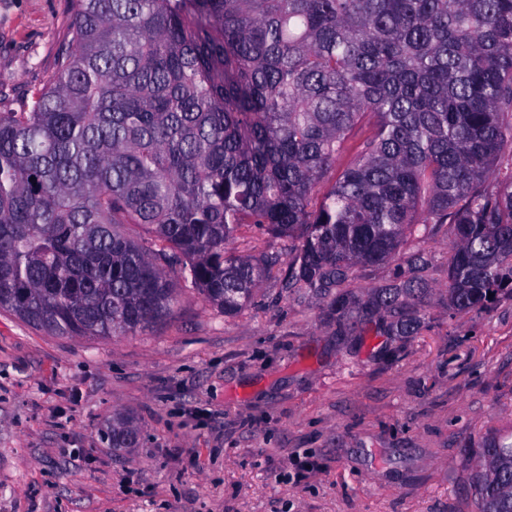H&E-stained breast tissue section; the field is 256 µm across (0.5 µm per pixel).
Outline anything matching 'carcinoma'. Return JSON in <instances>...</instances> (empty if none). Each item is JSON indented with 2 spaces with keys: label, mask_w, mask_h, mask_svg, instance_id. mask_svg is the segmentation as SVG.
Masks as SVG:
<instances>
[{
  "label": "carcinoma",
  "mask_w": 512,
  "mask_h": 512,
  "mask_svg": "<svg viewBox=\"0 0 512 512\" xmlns=\"http://www.w3.org/2000/svg\"><path fill=\"white\" fill-rule=\"evenodd\" d=\"M71 5V50L0 112V308L110 339L171 318L183 281L233 317L279 264L228 248L258 232L336 335L413 336L417 224L448 225L449 314L512 298V0ZM469 466L475 512H512V435ZM393 269L394 264L359 270L356 274V279L352 281L349 288L354 289L356 292H361L365 288L383 285L389 280Z\"/></svg>",
  "instance_id": "carcinoma-1"
}]
</instances>
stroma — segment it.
Here are the masks:
<instances>
[{"mask_svg":"<svg viewBox=\"0 0 512 512\" xmlns=\"http://www.w3.org/2000/svg\"><path fill=\"white\" fill-rule=\"evenodd\" d=\"M70 22L69 0H0V112ZM447 242L423 241L426 320L402 338L337 335L276 277L232 318L182 287L166 323L108 340L0 309V512H474L466 461L512 432V300L449 315Z\"/></svg>","mask_w":512,"mask_h":512,"instance_id":"obj_1","label":"stroma"}]
</instances>
